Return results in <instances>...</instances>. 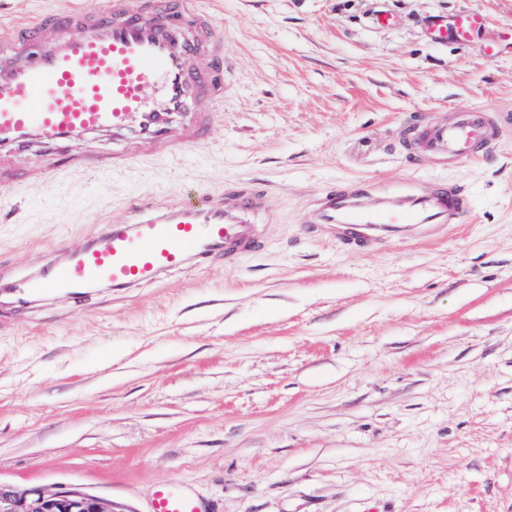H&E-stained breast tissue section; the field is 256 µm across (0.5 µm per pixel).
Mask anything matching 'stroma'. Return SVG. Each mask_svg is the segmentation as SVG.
I'll return each instance as SVG.
<instances>
[{
    "instance_id": "1",
    "label": "stroma",
    "mask_w": 512,
    "mask_h": 512,
    "mask_svg": "<svg viewBox=\"0 0 512 512\" xmlns=\"http://www.w3.org/2000/svg\"><path fill=\"white\" fill-rule=\"evenodd\" d=\"M101 2L0 0V24ZM196 4L230 63L199 158L109 187L68 172L56 194L31 171L0 205V259L25 272L158 181L185 200L266 185L265 242L1 329L0 483L114 512H152L169 481L207 512H512V129L453 166L402 148L412 118L512 111V0ZM469 10L486 21L471 42L430 39L431 18ZM415 178L457 185L464 223L366 252L307 228L335 182Z\"/></svg>"
}]
</instances>
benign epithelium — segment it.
Segmentation results:
<instances>
[{
  "label": "benign epithelium",
  "instance_id": "benign-epithelium-1",
  "mask_svg": "<svg viewBox=\"0 0 512 512\" xmlns=\"http://www.w3.org/2000/svg\"><path fill=\"white\" fill-rule=\"evenodd\" d=\"M0 512H113L112 503L79 489L24 490L0 486Z\"/></svg>",
  "mask_w": 512,
  "mask_h": 512
}]
</instances>
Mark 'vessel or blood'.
<instances>
[{
    "mask_svg": "<svg viewBox=\"0 0 512 512\" xmlns=\"http://www.w3.org/2000/svg\"><path fill=\"white\" fill-rule=\"evenodd\" d=\"M481 13L434 18L432 39L466 43ZM224 35L194 0H104L50 22L0 28V200L20 193L28 160L109 183L142 159L165 164L209 136L213 104L224 100ZM504 129L500 113L452 108L449 117L409 125L404 149L454 165L481 159ZM266 191L233 181L196 201L158 187L132 195L120 216L83 243L60 242L24 276L0 269V312L22 314L48 299L78 302L86 289L153 285L203 264L237 262L262 248L255 220ZM466 202L445 181L418 179L400 191L342 181L318 195L312 231L350 248L436 236L462 223ZM152 512H204L177 484H159Z\"/></svg>",
    "mask_w": 512,
    "mask_h": 512,
    "instance_id": "vessel-or-blood-1",
    "label": "vessel or blood"
}]
</instances>
